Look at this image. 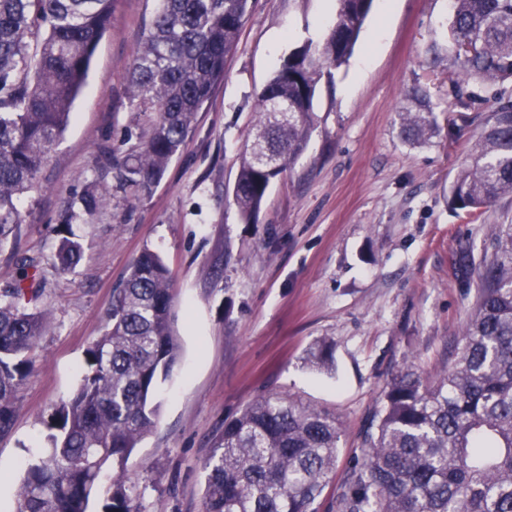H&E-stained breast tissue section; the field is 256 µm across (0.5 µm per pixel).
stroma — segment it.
<instances>
[{
  "label": "stroma",
  "mask_w": 512,
  "mask_h": 512,
  "mask_svg": "<svg viewBox=\"0 0 512 512\" xmlns=\"http://www.w3.org/2000/svg\"><path fill=\"white\" fill-rule=\"evenodd\" d=\"M157 9L158 0H112L73 119L18 202L25 224L0 248V290L17 279L19 256L36 257L38 305L49 312L0 435V512H11L30 450L47 444L51 408L76 388L112 290L144 247L171 271L181 353L126 475L142 512H201L218 432L263 393L335 412L345 472L389 379L411 363L429 381L453 363L475 302L460 254L481 260L491 225L512 224V199L475 215L448 207L479 115L512 102L511 79L454 89L450 0H375L347 66L319 87L306 151L244 224L232 187L257 95L289 54L321 41L337 9L336 0H253L180 152L149 196L131 198L104 152L148 125L129 110L128 76ZM423 103L437 129L407 141L402 117ZM88 189L104 205L76 225L83 256L63 274L54 229ZM320 340L333 346V373L308 361Z\"/></svg>",
  "instance_id": "obj_1"
}]
</instances>
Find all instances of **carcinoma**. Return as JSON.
Masks as SVG:
<instances>
[{"mask_svg": "<svg viewBox=\"0 0 512 512\" xmlns=\"http://www.w3.org/2000/svg\"><path fill=\"white\" fill-rule=\"evenodd\" d=\"M130 70L128 103L150 115L147 131L112 164L123 189L150 195L189 135L196 113L224 76L251 0H159ZM373 0H338L318 45L288 56L257 96L259 142L244 147L232 197L240 220L254 222L272 182L305 151L322 79L352 55ZM455 45L468 79H512V0H451ZM112 0H0V248L25 223L17 197L31 189L71 120ZM434 113H405L403 135L434 132ZM512 197V104L481 120L468 166L448 193L453 210L480 211ZM101 198L84 191L57 224L53 259L67 273L82 258L72 230ZM492 253L476 269V303L456 359L424 385L406 367L393 375L362 436L361 457L340 480L331 512H512V224H498ZM39 261L19 260L20 276L0 293V433L17 411L16 391L31 372L27 353L46 310L22 300ZM175 290L162 256L149 248L120 285L101 334L84 353L80 381L49 415V446L32 452L13 512H140L127 461L156 427L154 397L178 365ZM325 341L310 363L332 365ZM336 415L288 394H262L224 421L204 464L202 512H319L335 476L341 438Z\"/></svg>", "mask_w": 512, "mask_h": 512, "instance_id": "1", "label": "carcinoma"}]
</instances>
